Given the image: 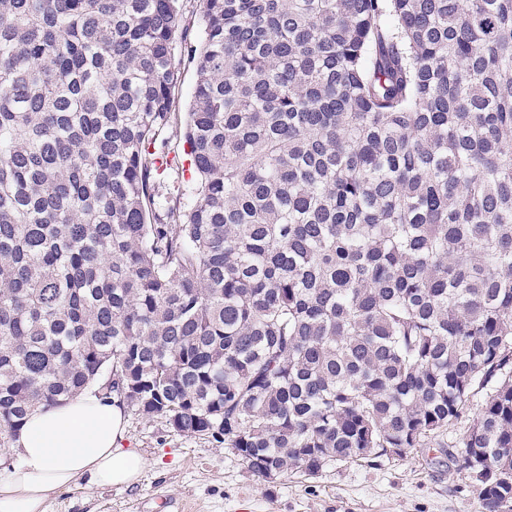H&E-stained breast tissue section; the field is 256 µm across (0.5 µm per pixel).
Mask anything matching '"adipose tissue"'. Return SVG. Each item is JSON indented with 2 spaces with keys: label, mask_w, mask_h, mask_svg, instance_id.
I'll list each match as a JSON object with an SVG mask.
<instances>
[{
  "label": "adipose tissue",
  "mask_w": 512,
  "mask_h": 512,
  "mask_svg": "<svg viewBox=\"0 0 512 512\" xmlns=\"http://www.w3.org/2000/svg\"><path fill=\"white\" fill-rule=\"evenodd\" d=\"M124 433L122 409L95 388L34 409L13 442L15 463L0 476V512H45L51 495L78 484L136 485L144 461L120 447Z\"/></svg>",
  "instance_id": "obj_1"
}]
</instances>
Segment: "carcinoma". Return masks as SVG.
<instances>
[{"mask_svg":"<svg viewBox=\"0 0 512 512\" xmlns=\"http://www.w3.org/2000/svg\"><path fill=\"white\" fill-rule=\"evenodd\" d=\"M177 2L0 0V447L94 383L263 482L467 422L512 512V0H204L188 196ZM202 0L179 1V25L186 30V41L179 44L175 50V77L171 86V111L174 113V122L163 135L167 140L166 151L174 157L175 163L166 170L164 180L166 185H189V160L186 156L188 147L180 134V119L186 112L192 100L196 83V58L191 51L200 37V19L202 16ZM192 47V48H191ZM183 167V169H182Z\"/></svg>","mask_w":512,"mask_h":512,"instance_id":"carcinoma-1","label":"carcinoma"}]
</instances>
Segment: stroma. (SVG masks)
I'll list each match as a JSON object with an SVG mask.
<instances>
[{"label": "stroma", "instance_id": "obj_1", "mask_svg": "<svg viewBox=\"0 0 512 512\" xmlns=\"http://www.w3.org/2000/svg\"><path fill=\"white\" fill-rule=\"evenodd\" d=\"M202 0H179L186 39L175 50L166 133L174 163L166 184L187 185L188 147L178 125L192 99ZM122 447L146 461L137 485L90 490L79 485L49 498L45 512H483L468 475L448 447L419 448L407 457L373 463L331 464L317 476L288 473L256 481L229 449L175 433L161 419L125 416Z\"/></svg>", "mask_w": 512, "mask_h": 512}]
</instances>
